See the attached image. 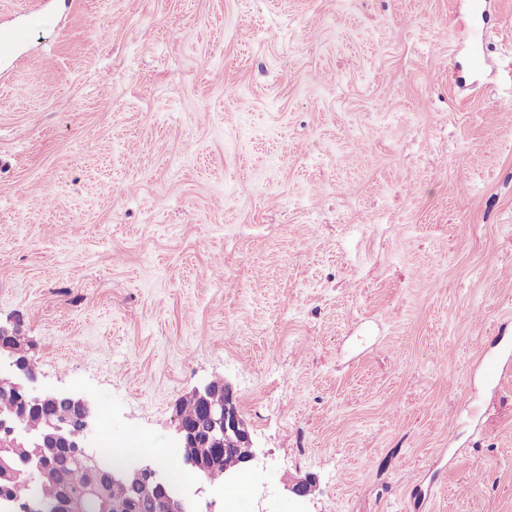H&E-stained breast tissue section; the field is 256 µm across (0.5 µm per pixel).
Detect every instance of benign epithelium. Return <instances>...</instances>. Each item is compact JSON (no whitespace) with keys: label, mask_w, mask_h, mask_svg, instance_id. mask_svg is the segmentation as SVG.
Returning <instances> with one entry per match:
<instances>
[{"label":"benign epithelium","mask_w":512,"mask_h":512,"mask_svg":"<svg viewBox=\"0 0 512 512\" xmlns=\"http://www.w3.org/2000/svg\"><path fill=\"white\" fill-rule=\"evenodd\" d=\"M22 337L15 330L0 327V358L10 359L12 370L0 373V392L13 396L18 410L5 414L0 410V483L11 490L0 496L3 512H87L90 501L102 498L105 487L114 481L128 483L134 490L122 505L105 503V512H189L173 483L161 478L150 465L117 469L90 448L88 427L92 416L90 404L79 397L56 392H37L34 374L18 360ZM224 402L210 403L215 383L193 392L201 404L200 417L187 423L175 418L176 432L184 463L196 469L206 480H215V471L226 451L242 445L250 449L246 462L257 459L245 418L237 397L223 384ZM15 448L28 449L21 461L10 453ZM80 466L89 473L86 485L74 489L62 484L59 497L49 503L37 494L21 495L46 479L58 477L60 461Z\"/></svg>","instance_id":"benign-epithelium-1"}]
</instances>
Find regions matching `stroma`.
<instances>
[{
	"mask_svg": "<svg viewBox=\"0 0 512 512\" xmlns=\"http://www.w3.org/2000/svg\"><path fill=\"white\" fill-rule=\"evenodd\" d=\"M489 14L469 76L468 0H0V326L36 387L159 465L229 383L244 512H512V0Z\"/></svg>",
	"mask_w": 512,
	"mask_h": 512,
	"instance_id": "obj_1",
	"label": "stroma"
}]
</instances>
